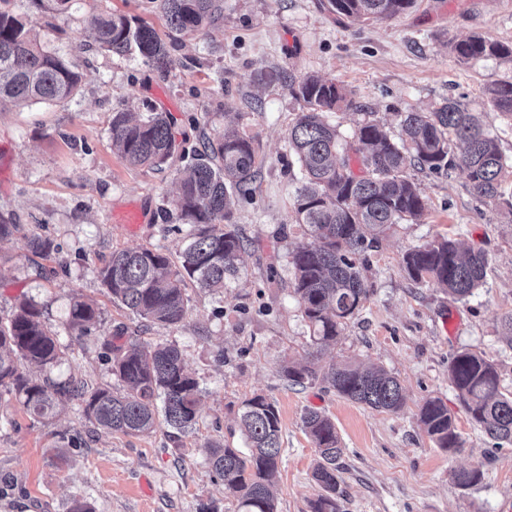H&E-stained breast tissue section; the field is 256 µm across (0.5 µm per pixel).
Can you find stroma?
<instances>
[{
  "instance_id": "35a3bbf8",
  "label": "stroma",
  "mask_w": 512,
  "mask_h": 512,
  "mask_svg": "<svg viewBox=\"0 0 512 512\" xmlns=\"http://www.w3.org/2000/svg\"><path fill=\"white\" fill-rule=\"evenodd\" d=\"M48 51L82 75L71 99L26 107L0 105V218L16 224L0 241V318L25 298L40 307L69 348L59 378L89 387L115 384L104 343L116 332L180 349L202 390L197 423L180 432L159 424L147 434L91 425L79 399L62 402L47 422L0 393V512H71L75 500L95 512H235L236 500L206 461L203 447H244V400L263 395L277 406L282 461L275 478L277 512H311L318 462L302 417L311 409L336 424L344 491L341 512H512V445H497L471 419L448 377L452 356L468 349L492 361L503 393H512V341L501 325L512 313V217L477 199L464 172L420 170L427 209L420 221L391 225L365 255L369 295L341 340L322 350L319 367L375 364L400 381L406 405L397 413L348 401L325 383L292 385L283 369L308 361L310 328L293 290L289 254L305 242L295 222L301 186L288 151V127L303 108L282 83L261 73L317 74L341 84L362 111L399 129L406 108L429 110L448 98L482 113L503 154L512 159V120L485 88L512 78V65L458 63L449 41L474 34L512 43V0H414L384 20L348 18L326 0H224L222 16L201 32H172L152 0H22ZM112 12L137 17L165 43L169 70L138 56L97 48L87 20ZM170 113L177 150L162 169L131 167L112 151V115L144 104ZM362 111L327 115L349 139ZM231 126L253 137L258 174L237 198L234 220L248 247L236 279L220 293L188 286V311L175 326L143 325L114 303L96 271L113 250L161 247L178 258L185 242L172 232L177 176L206 137ZM139 203L149 219L132 234L116 212ZM57 250L34 254L31 236ZM439 236L482 250L485 283L464 301L436 283L413 281L403 266L412 247ZM82 294L100 315L87 331L67 328L70 299ZM440 398L455 420L461 448H437L417 414ZM481 466L480 484L463 488L452 472Z\"/></svg>"
}]
</instances>
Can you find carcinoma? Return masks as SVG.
Masks as SVG:
<instances>
[{
    "label": "carcinoma",
    "mask_w": 512,
    "mask_h": 512,
    "mask_svg": "<svg viewBox=\"0 0 512 512\" xmlns=\"http://www.w3.org/2000/svg\"><path fill=\"white\" fill-rule=\"evenodd\" d=\"M167 25L175 32L196 33L223 10V0H154ZM414 0H328L329 9L357 19L390 18ZM88 29L100 48L117 56L137 52L154 64L170 63L157 33L125 14L94 15ZM461 62L499 59L512 62V45L483 35L450 42ZM81 76L73 64L47 51L36 24L22 15L0 9V102L17 105L59 102L77 94ZM288 91L303 102L304 110L288 128V144L302 171L295 200L296 222L312 241L290 253L294 293L312 330V346L319 349L343 336L347 321L359 311L368 288L362 275L365 252L378 243L392 224L415 221L426 210V196L408 175L414 166L436 175L463 170L471 193L493 201L512 214V196L501 192L508 163L498 140L477 113L458 101H448L428 112L410 109L401 115L402 137L397 139L375 120L358 124L350 141L339 146V132L325 114L342 109L362 110L344 87L332 79L307 75L288 77ZM499 112L512 117V80L488 87ZM112 146L133 167L159 168L175 153L172 120L165 112L147 108L133 120L126 112L112 116ZM361 165L360 173L351 160ZM256 174L252 137L234 129L208 138L204 149L179 180L175 210L188 242L179 263L158 248L140 247L112 252L98 276L112 300L154 324L175 326L188 309L187 282L219 292L238 273L237 261L245 249L234 224L236 199L251 191ZM403 262L416 282L426 279L448 289L463 301L480 288L488 260L481 251L463 250L440 237L409 249ZM98 317L96 304L76 295L69 309V326L88 329ZM106 342L112 375L124 386L116 393L98 388L85 400L84 412L92 424L125 434L152 432L158 416L171 428L185 431L196 423L199 382L184 366L173 344L151 345L129 341ZM66 358V346L57 332L41 320L38 305L21 301L11 317L0 322V388L14 395L35 419L52 415L56 405L84 395L74 377L60 381L52 370ZM43 372L31 377L24 365ZM294 385L328 383L336 392L371 409L400 411L405 396L398 380L380 367L363 370L332 365L320 371L315 361L286 369ZM449 379L472 420L493 439L512 444V395L500 390L496 366L482 354L462 350L453 358ZM418 422L445 451L461 446L454 419L439 398L426 400ZM303 425L319 461L313 479L320 493L311 512H340V467L343 448L336 426L326 415L308 411ZM247 450L208 443L206 458L237 500L236 512H275L271 478L281 459V426L275 402L257 395L246 400L240 414ZM462 487L482 482L479 467L453 471Z\"/></svg>",
    "instance_id": "cac0c4a2"
}]
</instances>
